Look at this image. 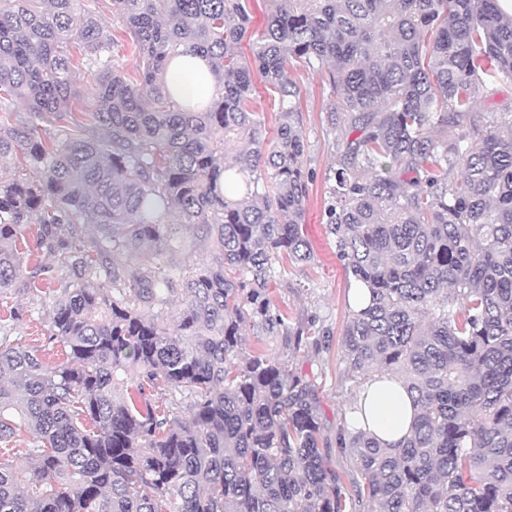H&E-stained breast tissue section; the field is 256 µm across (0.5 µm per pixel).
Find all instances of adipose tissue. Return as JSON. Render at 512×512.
Returning a JSON list of instances; mask_svg holds the SVG:
<instances>
[{
    "instance_id": "obj_1",
    "label": "adipose tissue",
    "mask_w": 512,
    "mask_h": 512,
    "mask_svg": "<svg viewBox=\"0 0 512 512\" xmlns=\"http://www.w3.org/2000/svg\"><path fill=\"white\" fill-rule=\"evenodd\" d=\"M167 79L170 89L185 102L202 99L213 91L207 65L197 56L187 55L170 64ZM358 403L363 413L354 416L355 426L367 427L384 446L398 447L408 436L414 408L410 393L401 383L372 377L359 394Z\"/></svg>"
}]
</instances>
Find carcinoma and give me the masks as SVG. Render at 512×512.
I'll list each match as a JSON object with an SVG mask.
<instances>
[{"instance_id": "cac0c4a2", "label": "carcinoma", "mask_w": 512, "mask_h": 512, "mask_svg": "<svg viewBox=\"0 0 512 512\" xmlns=\"http://www.w3.org/2000/svg\"><path fill=\"white\" fill-rule=\"evenodd\" d=\"M79 2L0 0V301L46 293L65 349L49 364L0 336V443L33 445L23 465L0 460V512H512V113L458 129L480 90L512 83V15L498 0H270L247 61L245 0H112L141 62L130 79L112 30L74 26ZM187 54L208 65L202 105L166 84ZM291 58L333 92L324 214L370 293L348 310L342 383L359 391L373 369L414 406L397 448L337 428L353 498L326 464L316 378L241 357L248 326L293 352L327 333L271 297L280 262L315 259ZM256 76L278 98L271 140ZM29 228L65 271L47 292Z\"/></svg>"}]
</instances>
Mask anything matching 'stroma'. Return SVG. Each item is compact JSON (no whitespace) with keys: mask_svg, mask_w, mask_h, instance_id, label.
I'll return each mask as SVG.
<instances>
[{"mask_svg":"<svg viewBox=\"0 0 512 512\" xmlns=\"http://www.w3.org/2000/svg\"><path fill=\"white\" fill-rule=\"evenodd\" d=\"M289 71L301 89V126L307 143V166L313 173L301 229L314 248L316 259L306 265L286 263L284 277L273 285L272 299L293 325L311 314H320L327 330V340L321 348L310 346L292 354L288 351L285 337L268 336L249 327L244 331L242 348L247 355L263 353L289 359L296 372L316 377L324 435L332 440L336 437L337 427L343 422L345 409L354 401L355 395L340 384L343 368L340 336L347 321L349 283L336 258L334 242L327 232L324 218L328 177L336 167L335 135L329 130L326 112L330 88L323 74L309 70L303 63L292 62ZM10 304L25 311L22 321L11 329V338L36 350L47 362L60 361L62 345L50 336V301L27 294L13 297Z\"/></svg>","mask_w":512,"mask_h":512,"instance_id":"1","label":"stroma"}]
</instances>
